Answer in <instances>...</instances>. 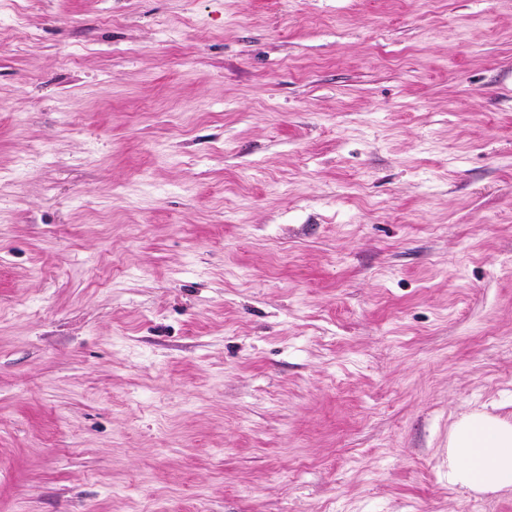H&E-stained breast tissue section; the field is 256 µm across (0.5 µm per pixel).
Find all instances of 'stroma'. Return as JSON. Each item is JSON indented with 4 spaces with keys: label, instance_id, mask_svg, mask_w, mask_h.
<instances>
[{
    "label": "stroma",
    "instance_id": "stroma-1",
    "mask_svg": "<svg viewBox=\"0 0 512 512\" xmlns=\"http://www.w3.org/2000/svg\"><path fill=\"white\" fill-rule=\"evenodd\" d=\"M512 0H0V512H512ZM448 483L476 493L512 491V423L471 412L448 436Z\"/></svg>",
    "mask_w": 512,
    "mask_h": 512
}]
</instances>
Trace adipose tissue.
<instances>
[{
    "mask_svg": "<svg viewBox=\"0 0 512 512\" xmlns=\"http://www.w3.org/2000/svg\"><path fill=\"white\" fill-rule=\"evenodd\" d=\"M448 481L476 493L512 491V422L484 412L456 421L448 436Z\"/></svg>",
    "mask_w": 512,
    "mask_h": 512,
    "instance_id": "1",
    "label": "adipose tissue"
}]
</instances>
